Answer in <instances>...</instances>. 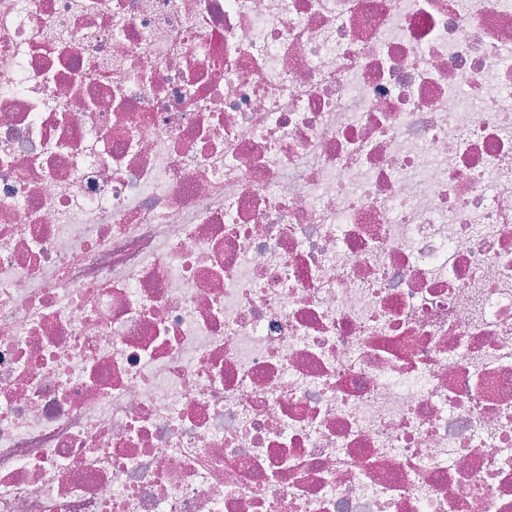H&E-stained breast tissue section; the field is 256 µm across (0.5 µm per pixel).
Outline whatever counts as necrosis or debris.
<instances>
[{"label": "necrosis or debris", "mask_w": 512, "mask_h": 512, "mask_svg": "<svg viewBox=\"0 0 512 512\" xmlns=\"http://www.w3.org/2000/svg\"><path fill=\"white\" fill-rule=\"evenodd\" d=\"M0 512H512V0H0Z\"/></svg>", "instance_id": "4bbe7bcc"}]
</instances>
